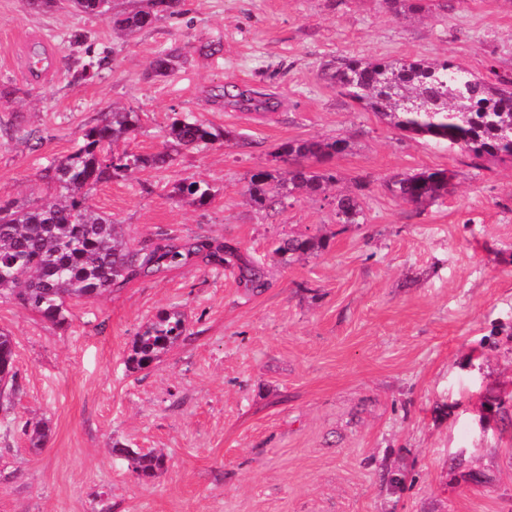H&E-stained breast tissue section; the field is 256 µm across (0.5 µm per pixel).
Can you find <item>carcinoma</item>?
<instances>
[{
	"label": "carcinoma",
	"instance_id": "cac0c4a2",
	"mask_svg": "<svg viewBox=\"0 0 512 512\" xmlns=\"http://www.w3.org/2000/svg\"><path fill=\"white\" fill-rule=\"evenodd\" d=\"M146 5L128 13L112 14L113 25L126 35L151 28L164 16L177 13L180 0H145ZM88 15L111 14L112 0H71ZM73 59V78L88 79L106 65V58ZM181 57L180 48L157 53L150 62L152 73L164 76ZM456 64L443 59L382 60L348 58L325 69L324 77L338 92L359 103L393 127L434 140H452L477 159L512 160V76L495 74V80L470 74L471 84L460 90L448 81ZM137 113L112 109L100 123L83 130L69 154L41 172L51 194L30 203L0 204V298L15 301L43 319L67 323V300H96L114 287L141 276L186 265L196 258L214 266L238 269L239 279L251 289L264 286L263 272L244 259L230 243L197 238L183 244L162 236L139 248L129 244L122 225L97 211L89 198L91 187L139 168L160 169L170 165L182 150L213 145L231 138L194 116L174 119L168 126L162 150L137 154L114 146L138 128ZM348 148L340 138L290 141L280 145L275 157L288 161V170H260L251 175L246 193L260 209L287 199L296 192L318 193L338 181L337 173L323 164ZM387 187L397 198L424 207L448 194V177L442 171H421L392 178ZM175 195L205 204L211 198L208 185L188 178L176 186ZM360 196L354 192L336 196V223L358 224L363 220ZM328 246L325 238L296 235L282 238L275 248L286 262L315 254ZM185 332L179 311H164L136 336L131 368L150 365L171 348ZM16 342L0 331V399L15 389ZM24 434L33 448L45 446V424L28 422ZM117 452L131 461L133 471L149 478L164 466V458L128 448Z\"/></svg>",
	"mask_w": 512,
	"mask_h": 512
}]
</instances>
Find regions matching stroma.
<instances>
[{"mask_svg":"<svg viewBox=\"0 0 512 512\" xmlns=\"http://www.w3.org/2000/svg\"><path fill=\"white\" fill-rule=\"evenodd\" d=\"M430 2L182 0L126 39L68 0H0V202L42 196L41 170L112 106L138 112L127 147L141 154L190 112L233 140L99 184L91 202L131 243L227 240L266 280L253 291L196 261L69 302L62 327L0 299L18 371L0 410V512H512V162L391 127L322 74L343 57L512 74V0ZM76 30L108 59L81 82ZM174 46L180 67L152 75ZM35 48L51 59L40 83L21 73ZM230 85L272 109L225 105ZM336 137L349 143L336 191L359 193L361 224H337L336 191L276 210L245 196L253 172L287 169L280 144ZM444 169L447 197L423 208L386 188ZM192 177L209 203L175 196ZM298 234L329 245L281 262L274 241ZM165 310L183 313V340L131 369L135 336ZM27 421L48 425L45 447L29 446ZM118 445L165 465L138 478Z\"/></svg>","mask_w":512,"mask_h":512,"instance_id":"stroma-1","label":"stroma"}]
</instances>
